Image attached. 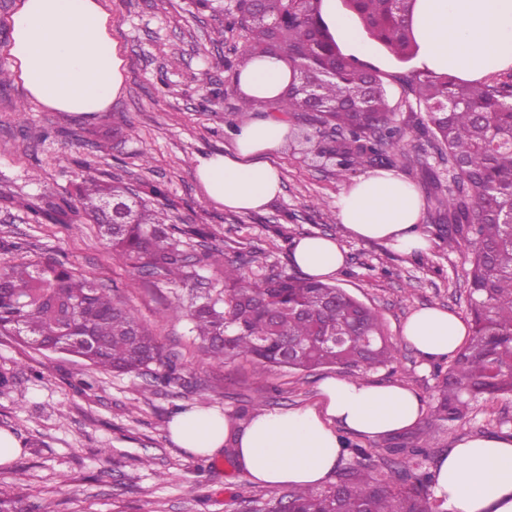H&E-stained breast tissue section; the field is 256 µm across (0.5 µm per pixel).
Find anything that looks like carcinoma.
Wrapping results in <instances>:
<instances>
[{"instance_id":"obj_1","label":"carcinoma","mask_w":512,"mask_h":512,"mask_svg":"<svg viewBox=\"0 0 512 512\" xmlns=\"http://www.w3.org/2000/svg\"><path fill=\"white\" fill-rule=\"evenodd\" d=\"M322 0H235L226 9L228 28L243 32L237 66L262 55L292 67L294 81L275 102L243 99L237 116L265 109L296 120L309 152L334 155L336 178L366 170L421 168L433 186L437 234L457 243L468 287L471 335L437 374L425 427L393 435L385 448L408 451L399 480L374 474L361 446L356 460L325 489L293 486L258 512H443L427 493L426 471L435 426L462 423L479 404L512 396V73L489 81L465 82L449 73L416 70L402 78L405 99L421 117L401 124L382 76L368 63L342 52L324 21ZM360 29L400 62L417 55L411 29L414 0H346ZM413 146L408 150L407 146ZM78 168L73 197H47L35 211L58 224L83 218L96 224L112 253L149 275L186 287L201 263L220 273L221 286L200 303L176 301L169 313L188 321L206 359L222 364L245 358L264 367L312 371L338 367L367 373L387 367L398 350L388 342L379 314L343 289L314 278L273 272L249 274L250 251L231 260L218 247L195 259L186 240L203 238V228L170 224L152 199L157 185L129 195L120 178L105 180L88 160L68 159ZM110 200L115 210L104 207ZM0 334L29 347L63 353L108 372L135 373L171 384L184 380L164 363L157 339L126 309L112 290L98 288L54 261L0 267ZM0 512H56L46 500L26 508L23 499L0 493Z\"/></svg>"}]
</instances>
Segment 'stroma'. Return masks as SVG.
Returning a JSON list of instances; mask_svg holds the SVG:
<instances>
[{
	"instance_id": "stroma-1",
	"label": "stroma",
	"mask_w": 512,
	"mask_h": 512,
	"mask_svg": "<svg viewBox=\"0 0 512 512\" xmlns=\"http://www.w3.org/2000/svg\"><path fill=\"white\" fill-rule=\"evenodd\" d=\"M196 8L191 0H110L112 36L123 46L125 88L102 117L80 118L47 112L26 101L18 84L0 87V194L21 195L30 210L0 204V238L21 242L0 250V266L56 260L80 276L111 289L115 303L129 310L183 366L186 385H163L134 374L103 373L63 354L40 352L0 335V428L17 437L22 451L0 465V492L22 493L28 502L49 498L58 512H248L266 501L271 489L259 486L226 455L199 457L178 448L169 423L181 411L203 406L230 416L264 404L270 409L314 403L324 377L336 367L310 372L264 370L254 362L206 360L185 321L167 318L174 301L191 302L194 292L134 271L103 241L93 224L65 226L35 216L42 194L71 189L72 169L57 157L93 160L105 173L126 182H156V199L176 224L206 225L207 241H188L199 255L217 246L225 253H256L253 274L295 273L294 240L329 235L347 251L334 284L381 316L388 339L399 349L389 367L365 373V381L400 385L430 398L437 369L403 342L406 319L423 307L467 314V283L459 249L436 234L433 211L424 208L422 229L431 241L424 253L405 256L378 243L350 237L336 219V199L344 184L331 168L312 165L291 146L278 156L281 196L259 213H232L208 201L195 177L197 157L229 146L239 93L236 62L244 41L225 26L222 9ZM180 47L171 63L172 47ZM377 69L398 119L415 122L400 74L409 70L379 46L364 54ZM149 149L142 168L138 153ZM512 418V398L479 406L469 422L433 431L431 458H439L462 438L496 432V420Z\"/></svg>"
}]
</instances>
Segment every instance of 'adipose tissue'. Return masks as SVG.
<instances>
[{"label":"adipose tissue","mask_w":512,"mask_h":512,"mask_svg":"<svg viewBox=\"0 0 512 512\" xmlns=\"http://www.w3.org/2000/svg\"><path fill=\"white\" fill-rule=\"evenodd\" d=\"M7 25L10 69L25 97L45 111L100 115L122 95L125 58L107 0H15ZM412 33L420 67L468 81L512 67V0H415ZM291 77L287 64L263 58L242 70L237 89L271 102ZM290 131L274 116L243 122L231 147L197 160L206 198L235 213L263 211L282 192L275 157ZM423 206L397 172L371 170L345 186L336 215L351 237L410 255L431 245L422 231ZM291 261L325 280L343 269L345 252L334 238L309 235L295 241ZM401 334L425 359L440 361L463 344L469 327L454 313L424 308ZM319 395L312 405L263 409L242 425L217 409L195 407L173 417L169 434L192 455L210 456L233 443L238 464L260 486L318 488L336 471L341 431L379 440L417 426L425 414L423 398L399 385L328 377ZM432 472L445 512H512V437L464 438Z\"/></svg>","instance_id":"1"}]
</instances>
